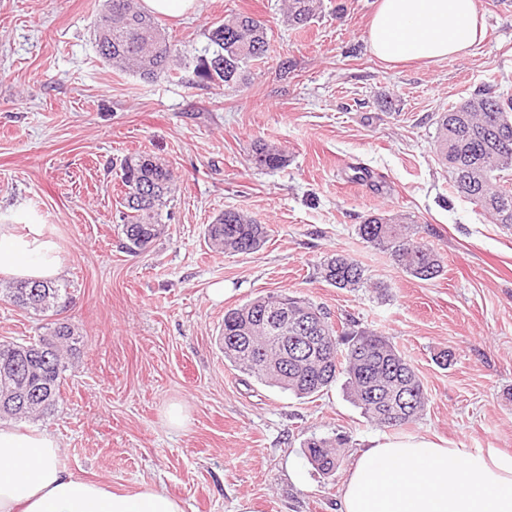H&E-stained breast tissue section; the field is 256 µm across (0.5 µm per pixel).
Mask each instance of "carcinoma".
Masks as SVG:
<instances>
[{
	"instance_id": "obj_1",
	"label": "carcinoma",
	"mask_w": 512,
	"mask_h": 512,
	"mask_svg": "<svg viewBox=\"0 0 512 512\" xmlns=\"http://www.w3.org/2000/svg\"><path fill=\"white\" fill-rule=\"evenodd\" d=\"M323 0H285L283 16L288 26H308L322 13ZM99 56L121 71H132L153 80L180 68L185 53L166 36L159 19L144 10L139 0H106L94 25ZM200 50L198 76L227 88L246 80L250 62L271 50L267 26L246 11H232L213 23ZM434 150L448 168L456 192L481 207L495 224L512 225V190L499 176L512 171V96L491 86L478 90L437 118ZM251 160L260 168L276 169L287 162L279 148L264 142L251 147ZM121 233L125 248L134 252L163 235L162 212L176 185L165 163L140 154L126 157L121 165ZM358 234L371 246L390 252L400 269L427 281L443 272L439 255L415 238L403 215L370 214L358 225ZM268 227L238 210H226L207 225L205 239L216 253H253L266 242ZM329 284L354 290L370 288L365 269L350 256L336 253L320 264ZM0 295L36 315H52L48 332L33 342H1L0 418L32 419L50 414L60 399V385L71 357L80 353V335L59 318L57 301L69 297V284L5 281ZM309 318L322 337L321 357L299 365L284 363L283 337L304 350L302 319ZM219 344L224 360L258 381L307 398L322 392L339 376L346 378L353 403L377 425L400 429L424 412L428 397L413 364L383 335L370 330L338 329L329 313L308 300L287 292H268L224 312ZM29 379L40 397L16 404L15 372ZM345 438H312L306 453L310 464L323 474L339 464L338 447Z\"/></svg>"
}]
</instances>
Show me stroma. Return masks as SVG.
<instances>
[{"mask_svg": "<svg viewBox=\"0 0 512 512\" xmlns=\"http://www.w3.org/2000/svg\"><path fill=\"white\" fill-rule=\"evenodd\" d=\"M377 2L324 0L302 32L282 23L280 0H197L162 18L171 41L196 48L229 11L266 22L270 55L226 89L191 64L152 81L106 65L93 39L104 0H0V224L47 226L71 285L64 317L84 338L55 411L18 426L53 434L76 476L124 491L149 482L185 512H337L361 448L387 429L343 381L298 399L235 370L219 346L225 310L279 290L377 331L413 363L429 402L409 435L512 454V226L460 197L433 149L439 113L487 84L512 92V8L476 0L486 37L470 56L392 66L367 41ZM258 141L286 165L255 167ZM132 154L166 161L177 180L166 233L138 255L118 213ZM229 209L269 226L260 250L209 251L205 228ZM382 212L413 220L442 275L412 278L360 237ZM336 252L372 287L324 281ZM45 332L0 298V341ZM174 403L180 427L166 421ZM338 434L327 476L304 449Z\"/></svg>", "mask_w": 512, "mask_h": 512, "instance_id": "35a3bbf8", "label": "stroma"}]
</instances>
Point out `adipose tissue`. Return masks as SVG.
Here are the masks:
<instances>
[{
  "label": "adipose tissue",
  "mask_w": 512,
  "mask_h": 512,
  "mask_svg": "<svg viewBox=\"0 0 512 512\" xmlns=\"http://www.w3.org/2000/svg\"><path fill=\"white\" fill-rule=\"evenodd\" d=\"M485 36L476 0H378L368 29L385 63L470 55ZM45 225H0V276L52 280L62 273ZM0 512H185L155 485L113 490L75 476L58 439L0 422ZM340 512H512V455L443 445L424 437L381 438L364 449L345 480Z\"/></svg>",
  "instance_id": "adipose-tissue-1"
}]
</instances>
